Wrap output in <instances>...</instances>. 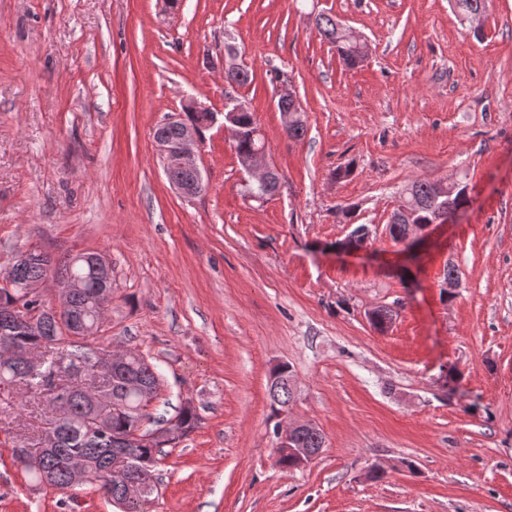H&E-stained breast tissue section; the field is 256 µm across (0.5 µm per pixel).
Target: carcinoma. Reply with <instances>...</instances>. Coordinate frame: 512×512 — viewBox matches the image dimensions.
Segmentation results:
<instances>
[{"label":"carcinoma","mask_w":512,"mask_h":512,"mask_svg":"<svg viewBox=\"0 0 512 512\" xmlns=\"http://www.w3.org/2000/svg\"><path fill=\"white\" fill-rule=\"evenodd\" d=\"M453 2L463 21L474 14H485L489 5V0ZM317 25L324 38L336 46L344 61L353 65L363 58L359 47L346 38L347 30L339 27L336 19L323 15L319 17ZM185 116L186 119L179 123L159 126L156 132L170 140H177L186 125L199 130L205 127L204 113L189 111ZM237 122L238 135L234 138V144L238 160L242 163L255 149L264 145V141L252 136L256 124L254 113H240ZM467 189L468 184L461 180L445 190L434 181H413L402 189L400 205L412 212L413 223L438 224L448 219V213H455L470 204ZM386 230L394 242L404 244V250L411 251L415 247V240L409 236L408 225L400 223L397 215H392ZM12 272L19 281L25 282L43 279L47 270L44 261L34 258L26 263H14ZM61 278H75L85 284V292L68 301V307L82 330L79 336H65L59 326L48 321L42 322L37 330L17 325L15 316L42 311L44 303L36 296L25 295L21 288H14L10 292L0 288V328H6L9 332L7 336L0 335V394L15 400L25 397L59 400L65 408V417L56 425L58 445L41 452L40 469H28L34 482L40 483L46 479L55 489L70 488L68 458L79 455L85 461L92 483L106 498L122 500V489L129 480L147 483L150 486L149 494L136 502H126L128 512H144L143 505L150 501V494L156 491V452L174 444V440L161 439L150 446H135L131 438L149 419L148 408L158 396L161 374L156 365L135 352L128 356L120 369L112 372V378L100 383L92 380L83 389L55 383L60 363L86 377L94 369L98 357L108 350L106 346L95 344L102 314L110 302L101 303L94 298L99 283L93 266L77 254L64 263ZM367 317L373 327L383 331L392 321V310L377 307L370 310ZM31 350L46 355L37 366H31L19 358V354ZM272 374L279 380L277 390L270 394L271 408L278 414L289 409L293 401L292 391L288 387V380L293 374L287 363L274 367ZM177 417L184 438L199 423L196 408L192 406L182 407ZM323 446L324 437L316 428L297 435L298 448L317 449ZM121 453L125 454L126 464L119 468L112 467L114 456Z\"/></svg>","instance_id":"obj_1"}]
</instances>
